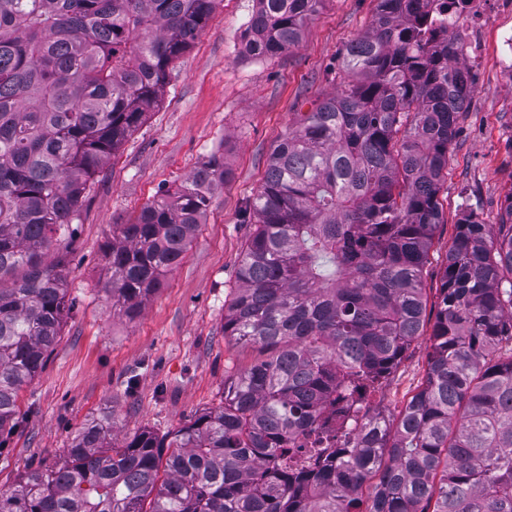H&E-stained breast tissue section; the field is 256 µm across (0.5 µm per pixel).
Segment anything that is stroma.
I'll return each instance as SVG.
<instances>
[{"mask_svg":"<svg viewBox=\"0 0 512 512\" xmlns=\"http://www.w3.org/2000/svg\"><path fill=\"white\" fill-rule=\"evenodd\" d=\"M254 0H220L205 29L171 68L161 107L152 112L95 175L72 221L67 300L71 306L45 368L20 390L19 424L0 451V488L60 460L87 423L112 420L124 438L140 430L175 432L195 414L218 407L225 381L256 353L225 336L224 315L238 286L240 257L253 233L242 213L260 188L270 153L300 113L339 89V55L366 33L378 0H324L298 47L272 58L245 48ZM497 15L480 33L479 58L458 66L475 80L459 133L448 150L438 195L442 222L423 269L426 319L434 321L448 245L462 212L496 223L512 189V85L495 60ZM228 172L179 265L135 319L112 309L103 250L114 225L180 184L211 153ZM429 342L407 349L375 395V408L398 415L423 384Z\"/></svg>","mask_w":512,"mask_h":512,"instance_id":"35a3bbf8","label":"stroma"}]
</instances>
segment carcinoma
I'll list each match as a JSON object with an SVG mask.
<instances>
[{
    "label": "carcinoma",
    "mask_w": 512,
    "mask_h": 512,
    "mask_svg": "<svg viewBox=\"0 0 512 512\" xmlns=\"http://www.w3.org/2000/svg\"><path fill=\"white\" fill-rule=\"evenodd\" d=\"M219 0H0V450L21 387L64 322L71 223L95 174L163 99L171 64ZM324 0H257L251 55L299 46ZM429 0H379L349 78L270 155L224 335L258 350L224 402L163 438L91 422L55 465L0 490V512H512V189L501 219L463 213L448 247L428 370L354 445L288 447L346 420L423 335L422 272L448 146L474 92ZM224 156L117 225L112 305L133 319L182 259Z\"/></svg>",
    "instance_id": "1"
}]
</instances>
